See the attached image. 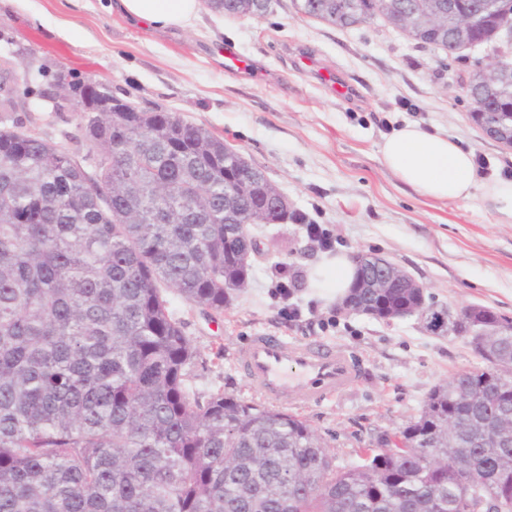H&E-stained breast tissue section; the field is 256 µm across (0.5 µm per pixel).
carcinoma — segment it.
Returning a JSON list of instances; mask_svg holds the SVG:
<instances>
[{"label": "carcinoma", "instance_id": "1", "mask_svg": "<svg viewBox=\"0 0 512 512\" xmlns=\"http://www.w3.org/2000/svg\"><path fill=\"white\" fill-rule=\"evenodd\" d=\"M228 17H262L270 0H203ZM338 28L371 14L448 54L442 31L417 27V0H292ZM472 36L498 43L493 24ZM472 72L461 87L512 121V81ZM86 113L83 150L0 128V512H471V476L502 488L512 512V446L498 433L512 407V335L486 367L435 387L401 433L402 458L359 449L336 467L297 415L190 385L194 351L168 294L210 317L248 285L255 241L235 215L275 206L260 170L203 126L127 100ZM379 316L399 307L482 320L410 288L365 295ZM458 430L448 434V415Z\"/></svg>", "mask_w": 512, "mask_h": 512}]
</instances>
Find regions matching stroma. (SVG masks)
<instances>
[{
	"label": "stroma",
	"instance_id": "1",
	"mask_svg": "<svg viewBox=\"0 0 512 512\" xmlns=\"http://www.w3.org/2000/svg\"><path fill=\"white\" fill-rule=\"evenodd\" d=\"M109 0H0V77L18 107L0 128L20 126L72 150L84 113L57 109L50 94L65 65L69 81H103L143 108L163 107L203 126L264 170L305 216L253 233L248 287L209 319L180 297L171 308L196 351L189 367L200 395L256 396L238 373V351L258 332L288 341L320 339L357 360L361 379L332 399L299 409L337 466L359 464L358 449L416 417L434 387L483 368L465 340L427 331L413 317L386 322L338 312L306 288L305 268L322 255L364 252L389 259L425 288L427 301L459 310L484 305L512 316V224L497 223L481 198L437 202L402 183L381 161L384 136L407 122L439 130L474 151L484 176H512V149L485 137L458 84L472 69L436 55L382 20L340 29L272 0L262 18L201 8L192 27L156 29L109 10ZM249 67H224L225 50ZM353 89L343 100L304 59ZM326 244L310 245L307 224ZM291 283L289 301L276 293ZM291 303L300 311L283 313Z\"/></svg>",
	"mask_w": 512,
	"mask_h": 512
}]
</instances>
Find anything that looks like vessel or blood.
I'll return each instance as SVG.
<instances>
[{"label":"vessel or blood","mask_w":512,"mask_h":512,"mask_svg":"<svg viewBox=\"0 0 512 512\" xmlns=\"http://www.w3.org/2000/svg\"><path fill=\"white\" fill-rule=\"evenodd\" d=\"M237 369L265 403L281 408L325 401L360 379L358 363L336 347L290 344L263 332L252 336L239 351Z\"/></svg>","instance_id":"vessel-or-blood-1"}]
</instances>
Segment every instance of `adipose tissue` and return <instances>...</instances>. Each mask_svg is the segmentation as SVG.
Instances as JSON below:
<instances>
[{
	"label": "adipose tissue",
	"instance_id": "adipose-tissue-1",
	"mask_svg": "<svg viewBox=\"0 0 512 512\" xmlns=\"http://www.w3.org/2000/svg\"><path fill=\"white\" fill-rule=\"evenodd\" d=\"M114 6L154 28L188 27L199 13V0H115ZM381 157L403 183L436 201H463L481 189L498 223L512 224V179H481L474 152L454 138L408 123L385 137ZM355 276L352 260L339 252L310 266L308 284L322 297L337 299L347 293Z\"/></svg>",
	"mask_w": 512,
	"mask_h": 512
}]
</instances>
